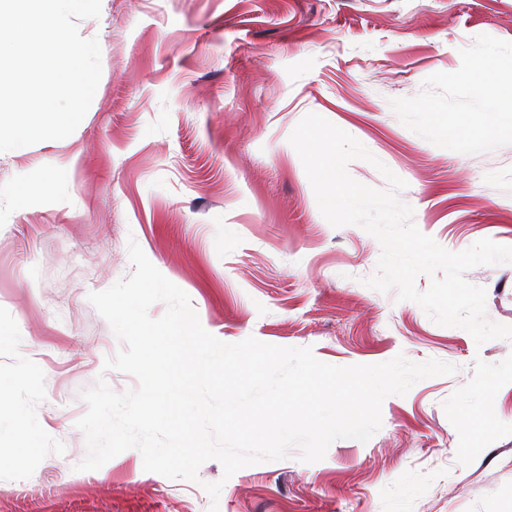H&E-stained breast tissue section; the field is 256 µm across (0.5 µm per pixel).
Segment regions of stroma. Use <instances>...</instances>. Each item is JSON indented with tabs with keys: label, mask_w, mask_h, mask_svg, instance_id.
<instances>
[{
	"label": "stroma",
	"mask_w": 512,
	"mask_h": 512,
	"mask_svg": "<svg viewBox=\"0 0 512 512\" xmlns=\"http://www.w3.org/2000/svg\"><path fill=\"white\" fill-rule=\"evenodd\" d=\"M101 79L76 130L0 153V512H512V340L476 345L395 292L366 287L377 240L331 226L289 142L318 114L406 181L401 201L441 247L512 246V82L474 60L512 47V0H102L77 22ZM418 112L446 125L428 140ZM486 132L460 149L465 131ZM64 181L46 192L53 174ZM222 342L308 347L321 362L404 355L456 366L388 396L370 441L340 439L223 479L145 471L134 449L91 471L81 394L135 377L104 367L121 343L89 295L129 277V241ZM491 321L512 325V264L465 272ZM223 481L218 502L204 483Z\"/></svg>",
	"instance_id": "35a3bbf8"
}]
</instances>
